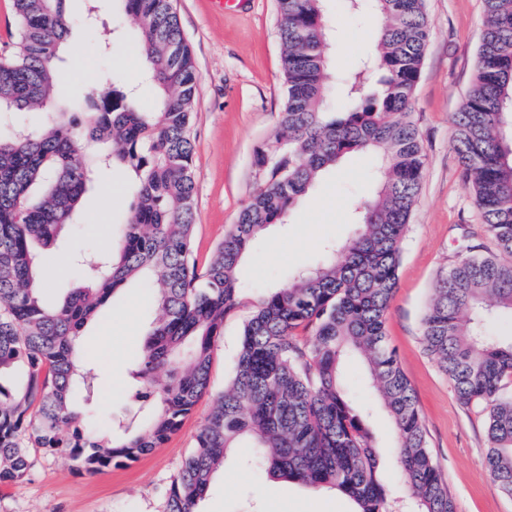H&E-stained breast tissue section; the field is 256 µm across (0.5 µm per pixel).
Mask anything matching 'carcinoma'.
<instances>
[{"label": "carcinoma", "instance_id": "1", "mask_svg": "<svg viewBox=\"0 0 512 512\" xmlns=\"http://www.w3.org/2000/svg\"><path fill=\"white\" fill-rule=\"evenodd\" d=\"M131 19L156 111L140 112L121 86L57 107L45 127H17L0 139V371L21 367L20 387L0 390V484L25 478L31 449L64 454L95 474L137 459L177 431L208 392L212 349L238 306L239 268L270 225L280 223L323 172L347 155L373 158L374 189L351 197L358 232L328 245L310 268L272 288L244 324L233 375L183 460L164 512H195L231 448L247 441L268 473L337 490L358 512H391L378 457L342 365L365 357L376 398L397 436L389 456L404 478L411 512H457L428 450L414 391L386 335L402 245L426 158L411 119L431 29L425 0H370L376 52L341 81L331 103L324 0H277L286 97L278 131L258 154L269 177L241 210L213 259L192 254L195 183L190 138L199 74L172 0H113ZM67 0H13L16 51L0 58V115L54 106L55 68L71 36ZM485 26L475 80L453 115V148L473 190L484 231L496 246L438 274L423 315L426 353L457 399L486 419L481 463L512 495V338L485 326L512 315V0H484ZM378 87L366 92L369 76ZM121 166L133 198L119 246L77 253L84 286L50 307L42 299L35 246H51L73 223L92 175ZM145 278L154 313L137 351L136 419L96 433L75 404L93 392L97 368L80 364L86 324L129 281ZM163 369L166 376L155 377Z\"/></svg>", "mask_w": 512, "mask_h": 512}]
</instances>
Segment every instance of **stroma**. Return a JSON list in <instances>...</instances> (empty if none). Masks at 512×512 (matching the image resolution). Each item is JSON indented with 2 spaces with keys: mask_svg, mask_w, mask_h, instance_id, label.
<instances>
[{
  "mask_svg": "<svg viewBox=\"0 0 512 512\" xmlns=\"http://www.w3.org/2000/svg\"><path fill=\"white\" fill-rule=\"evenodd\" d=\"M183 36L200 80L193 103L194 256L207 266L225 232L265 180L257 153L273 138L285 98L283 53L276 0H236L227 12L212 0H173ZM333 30V79L353 70L368 54L377 32L368 19H355L345 0H326ZM75 28L57 69L65 92L90 97L113 77L130 78L140 55L133 25L123 22L106 54H99L100 29L84 21L85 0H69ZM432 37L414 91L412 119L426 155V169L398 268L397 288L387 315L388 340L415 393L427 441L448 483L457 512H512L505 494L481 464L485 418L461 404L447 377L427 355L421 319L438 273L467 255V236L481 229L471 189L452 143L453 115L477 71L483 32V0H426ZM370 161L353 155L325 174L290 212L270 226L246 255L238 309L226 316L212 351L210 392L160 447L139 459L94 475L73 470L61 454L34 451V466L22 482L0 484V512H163L167 490L195 446L199 427L215 394L233 372L245 321L267 286L287 281L295 269L319 259L323 245L356 231L349 211L353 195L372 189ZM127 178L100 173L80 203L91 224L67 226L44 255L49 301H61L78 287L63 256L99 248L116 238L130 205ZM152 320L140 282L128 284L83 331L82 345L97 362L103 383L85 407L86 415L122 421L137 407L138 381L131 371L135 351ZM379 459L381 481L401 493L402 478L387 450L396 438L389 419L376 411L367 423ZM197 512H357L356 504L332 490L275 480L233 450L212 480Z\"/></svg>",
  "mask_w": 512,
  "mask_h": 512,
  "instance_id": "stroma-1",
  "label": "stroma"
}]
</instances>
